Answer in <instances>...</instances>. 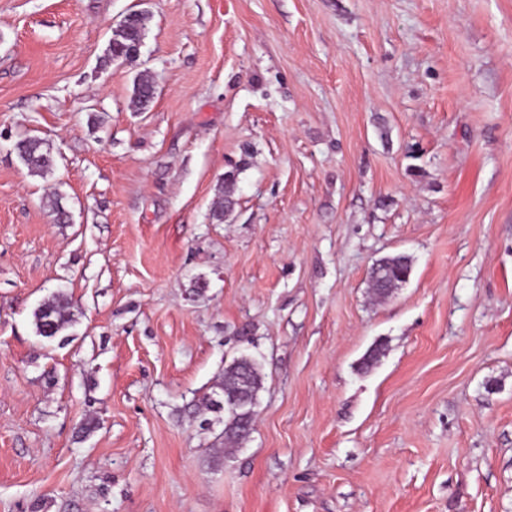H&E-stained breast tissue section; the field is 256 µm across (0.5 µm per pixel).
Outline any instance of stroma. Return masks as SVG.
<instances>
[{
    "label": "stroma",
    "mask_w": 512,
    "mask_h": 512,
    "mask_svg": "<svg viewBox=\"0 0 512 512\" xmlns=\"http://www.w3.org/2000/svg\"><path fill=\"white\" fill-rule=\"evenodd\" d=\"M243 355L228 456L192 403ZM0 512H512V0H0ZM146 11H131L123 22L112 30L105 58L112 60H133L137 56L132 54L134 47L143 43L146 33ZM155 95L153 81L147 73H140L134 82L132 102L136 111L144 112L151 106ZM18 158L32 176L44 177L53 170L56 148L38 136H25L15 143ZM239 173L238 169L227 172L224 183L218 189V200L211 210L212 219L218 223L224 222V214L228 213L234 205L233 193ZM374 264L368 282L372 295L377 299L390 297L396 288L409 280L412 272V259L404 253L386 256ZM36 334L46 340H54L62 336L61 341L69 340L64 332L78 320L71 300L61 291L53 293L38 305L33 312Z\"/></svg>",
    "instance_id": "obj_1"
}]
</instances>
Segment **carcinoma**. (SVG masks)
<instances>
[{
  "label": "carcinoma",
  "mask_w": 512,
  "mask_h": 512,
  "mask_svg": "<svg viewBox=\"0 0 512 512\" xmlns=\"http://www.w3.org/2000/svg\"><path fill=\"white\" fill-rule=\"evenodd\" d=\"M148 14L145 11H132L123 22L112 30L105 58L112 60H133L134 47L143 42L146 33ZM155 95L153 81L146 73L138 75L134 82L132 102L136 111L143 112L151 106ZM18 158L32 176L44 177L53 170L55 164L56 148L54 144L38 136H25L15 143ZM239 171H229L224 176V183L219 187L218 200L212 210V219L218 223L224 222V214L228 213L233 205L234 187ZM43 206L47 208L60 223L69 220L70 213L62 204V196L52 192L42 199ZM412 272V259L405 253L386 256L376 261L371 267L368 282L372 295L387 298L402 283L409 279ZM36 334L46 340L61 338V342L68 341L64 332L72 327L78 320L71 300L61 291L53 293L49 298L38 305L33 312ZM263 386V376L255 360L242 356L224 368V376L212 391L203 394L196 400V413L203 416L201 423H208L210 419L206 414L213 413L215 418H221V413H228L224 419V443L235 446L248 438L249 433L242 417L232 409H222L218 401L235 400L238 394L243 393L249 397L258 396Z\"/></svg>",
  "instance_id": "carcinoma-1"
}]
</instances>
